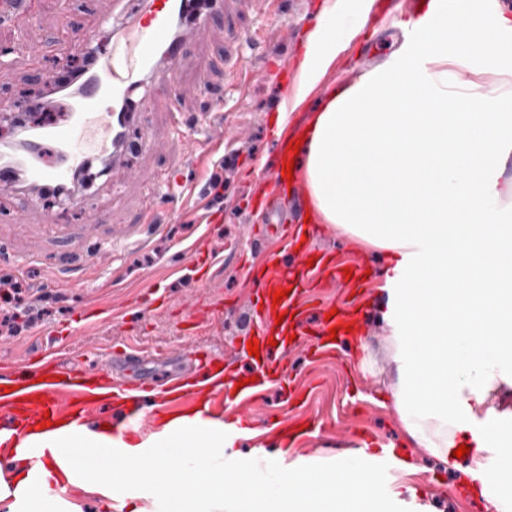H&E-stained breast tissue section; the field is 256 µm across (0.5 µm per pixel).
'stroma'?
I'll return each mask as SVG.
<instances>
[{
    "mask_svg": "<svg viewBox=\"0 0 512 512\" xmlns=\"http://www.w3.org/2000/svg\"><path fill=\"white\" fill-rule=\"evenodd\" d=\"M412 2L382 0V9L372 10L364 35L338 54L306 102L291 113L284 130L268 116L280 110L298 83L309 29L303 15L321 14L326 0H287L277 20L244 6L240 25L270 32L259 51L227 47L220 30L198 44L179 70L186 124L211 111L213 88L232 83L235 72L261 67L265 73L252 78L228 103L224 119L232 128V138L216 156L199 145L185 152L175 167L167 152L145 154L130 148L128 159L137 172L147 178L170 174L179 196L176 205L160 204L156 223L139 225L145 243L137 250L97 255L98 239L127 227L139 209L136 186L120 190L113 187L111 177L97 179L87 192L89 207L100 219L92 226L38 194L0 196V270L13 273L23 287L63 296L61 302L47 304L46 314L28 331L0 335V362L41 354L52 343L66 347L73 364L94 360L121 366L124 349L132 342L143 350L139 371L154 378L159 390L193 377L196 359L209 355L233 377H246L247 269L235 262L233 253L246 249L259 264L271 251L293 250L289 239L267 235L263 225L253 221L251 200L265 188L256 169L275 163L279 146L297 138L326 95L389 57L393 50L389 36L405 32L407 23L419 15ZM106 4L107 0H39L36 24L26 28L0 24V46L57 45L38 67L24 54L15 55L8 78L0 80V98L22 103L26 94L56 76L68 59L59 47L63 28L77 31L91 25ZM219 167L224 170V202L214 209L203 186ZM197 243L202 246L198 252L193 249ZM313 246L335 250L344 261L359 260L375 278L386 264L375 251L360 247L331 224L324 226ZM65 268L83 271L80 287H67L60 275ZM358 321V335L337 347L333 357L312 360L300 352L290 354V375L307 385V401L287 399L278 389H270L251 406L248 423L256 429V437L233 441L231 454H251L266 444L275 422L307 410L325 421L348 424L349 429L305 438L295 444L297 453L333 457L364 445L372 451L381 445L398 447L402 432L397 419L378 398L390 372L384 324L376 307L366 304ZM411 456L417 470L409 481L421 492V504L434 512H471L447 465L421 448L412 449Z\"/></svg>",
    "mask_w": 512,
    "mask_h": 512,
    "instance_id": "obj_1",
    "label": "stroma"
}]
</instances>
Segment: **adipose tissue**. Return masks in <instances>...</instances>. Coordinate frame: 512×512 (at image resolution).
<instances>
[{
	"label": "adipose tissue",
	"mask_w": 512,
	"mask_h": 512,
	"mask_svg": "<svg viewBox=\"0 0 512 512\" xmlns=\"http://www.w3.org/2000/svg\"><path fill=\"white\" fill-rule=\"evenodd\" d=\"M417 41L331 92L300 165L319 223L382 251L378 285L392 370L381 400L410 448L460 476L490 512H512V10L427 0ZM359 28L307 34L300 105ZM32 471L0 439V512H82L74 490L126 512H406L415 495L352 457L259 452L224 460V423L191 410L136 440L80 425L31 427ZM468 454L456 458L458 446Z\"/></svg>",
	"instance_id": "adipose-tissue-1"
}]
</instances>
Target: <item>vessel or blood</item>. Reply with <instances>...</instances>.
<instances>
[{
  "label": "vessel or blood",
  "instance_id": "1",
  "mask_svg": "<svg viewBox=\"0 0 512 512\" xmlns=\"http://www.w3.org/2000/svg\"><path fill=\"white\" fill-rule=\"evenodd\" d=\"M230 0H212L211 7L199 9L197 0H113L111 8L98 16L95 30L84 32L81 47H88L98 31H112L117 44L105 55L96 56L80 77L74 94L66 101V118L57 125L26 133L22 149L11 151L0 161V194H19L21 187L63 189L70 209H83L85 197L73 186L75 174L93 158H108L120 183L135 180L126 167L131 128L141 133V149L150 153L161 141L155 131L157 115H166L171 128L184 131L192 143L214 141L215 125L200 117L186 126L179 105L180 81L177 64L210 33L216 21L224 23V37L239 43L243 31ZM36 20V0H0V22L23 28ZM165 87L164 96L135 101L134 92L146 83ZM273 196L264 193L252 204L273 233L291 237L295 264L269 263L258 286L262 301H251L254 337L261 346L252 370L261 380L288 371V356L304 349L316 357L335 353L329 331L339 318L319 319L314 333L304 330L303 299L344 282V267L331 251H315L312 242L318 232L314 224L285 225ZM286 290L280 303L275 292ZM283 323H276V315ZM111 365H91L75 371L62 367L45 373L42 362L19 359L0 364V435L18 444L29 427L49 418L55 427L84 424L94 419L108 422L112 408L94 393L89 381L103 378ZM153 419L144 409H128L122 415L126 433L136 434L151 427Z\"/></svg>",
  "mask_w": 512,
  "mask_h": 512
}]
</instances>
